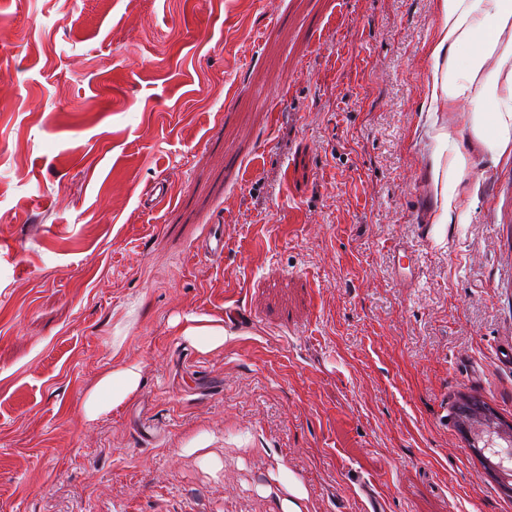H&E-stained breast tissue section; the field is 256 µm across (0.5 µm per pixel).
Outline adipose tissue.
Instances as JSON below:
<instances>
[{
	"mask_svg": "<svg viewBox=\"0 0 512 512\" xmlns=\"http://www.w3.org/2000/svg\"><path fill=\"white\" fill-rule=\"evenodd\" d=\"M441 26L437 38L427 45L424 56L429 64L431 81L427 88L432 105L448 108L459 97L474 96L486 113L496 117L501 146L512 144V127L500 121L498 89L495 83L483 80L485 61L500 54L502 61L512 60V0H493V12L487 29H479L472 19L470 0H439ZM466 50L467 83L452 80L450 53ZM141 365L130 360L103 371L88 389L83 403L87 420L110 414L139 388Z\"/></svg>",
	"mask_w": 512,
	"mask_h": 512,
	"instance_id": "1",
	"label": "adipose tissue"
}]
</instances>
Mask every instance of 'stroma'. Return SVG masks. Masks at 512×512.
I'll return each instance as SVG.
<instances>
[{"label":"stroma","instance_id":"1","mask_svg":"<svg viewBox=\"0 0 512 512\" xmlns=\"http://www.w3.org/2000/svg\"><path fill=\"white\" fill-rule=\"evenodd\" d=\"M436 2L0 0V512H284L292 479L299 512H512L453 415L512 418V145L423 110ZM443 164V157L441 154H434L431 157L428 165V171L433 179L435 185L436 196L441 198V214L436 221V224H447L448 222V185L443 183L440 185L439 173ZM190 324L183 329L186 336L206 349L216 348L224 343V327L212 324L209 318H190ZM141 365L129 360L103 371L86 392L83 412L87 420H97L122 405L139 388Z\"/></svg>","mask_w":512,"mask_h":512}]
</instances>
